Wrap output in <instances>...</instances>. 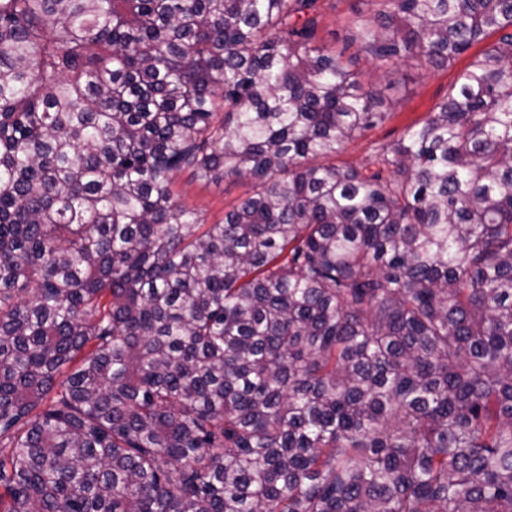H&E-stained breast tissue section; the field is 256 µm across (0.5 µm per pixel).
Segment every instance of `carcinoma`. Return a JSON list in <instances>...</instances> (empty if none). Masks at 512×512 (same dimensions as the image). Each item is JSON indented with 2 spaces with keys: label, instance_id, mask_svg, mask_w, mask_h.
I'll list each match as a JSON object with an SVG mask.
<instances>
[{
  "label": "carcinoma",
  "instance_id": "obj_1",
  "mask_svg": "<svg viewBox=\"0 0 512 512\" xmlns=\"http://www.w3.org/2000/svg\"><path fill=\"white\" fill-rule=\"evenodd\" d=\"M385 2L365 174L317 0H0V512H512V0ZM500 37L501 33L491 35L448 69L427 71L417 60L405 61L400 66L404 78L391 87L387 85L381 69L376 68L363 55H358L352 68L360 73V80L365 90L381 92L384 100L382 109L385 112H391V115L383 124L367 130L364 135L347 143L342 152L329 162L362 169L370 162L376 147L396 142L405 135L409 127L425 119L445 97L457 72L471 60L476 52L498 42ZM249 189L241 181L225 180L221 183H204L183 171L175 178L177 199L197 212L205 224H214L224 218V211L236 204Z\"/></svg>",
  "mask_w": 512,
  "mask_h": 512
}]
</instances>
